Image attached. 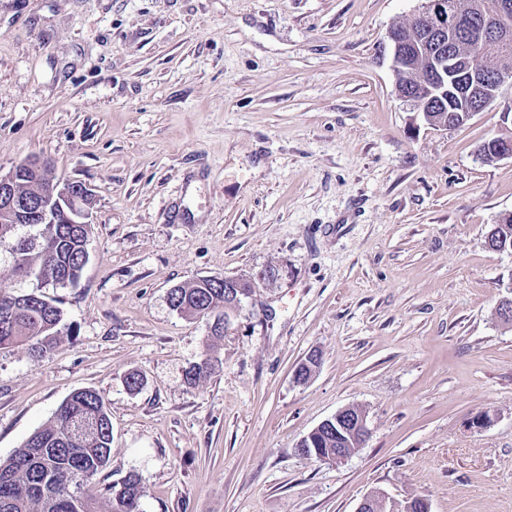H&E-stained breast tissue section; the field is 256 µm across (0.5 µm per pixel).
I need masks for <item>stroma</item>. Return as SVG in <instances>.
Here are the masks:
<instances>
[{"label":"stroma","instance_id":"1","mask_svg":"<svg viewBox=\"0 0 512 512\" xmlns=\"http://www.w3.org/2000/svg\"><path fill=\"white\" fill-rule=\"evenodd\" d=\"M420 4L0 0V171L45 160L94 200L77 285L16 278L0 250V290L41 291L75 331L0 351V460L88 388L112 420L102 512L131 472L143 512H356L373 492L512 512V251L486 244L512 160L476 153L512 135V86L462 127L423 125L386 40ZM262 271L221 339L169 304ZM208 353L222 368L188 387ZM347 406L361 448L298 454Z\"/></svg>","mask_w":512,"mask_h":512}]
</instances>
